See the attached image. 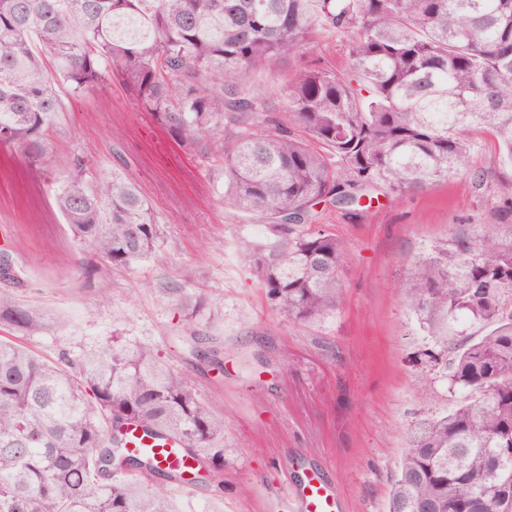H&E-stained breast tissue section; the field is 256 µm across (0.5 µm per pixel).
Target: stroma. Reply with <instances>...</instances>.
Here are the masks:
<instances>
[{"label":"stroma","instance_id":"obj_1","mask_svg":"<svg viewBox=\"0 0 512 512\" xmlns=\"http://www.w3.org/2000/svg\"><path fill=\"white\" fill-rule=\"evenodd\" d=\"M306 66L344 73L343 37L272 62L246 88L278 102ZM55 90L64 108L47 128L45 164L0 147V254L13 273L0 290L49 317L22 345L51 361L144 346L189 378L224 418V467L198 478L196 492L170 493L175 512H265L311 465L324 467L348 512H386L411 427L460 398L439 379L417 384L428 342L403 301L409 273L433 246L487 223L494 198L469 174L498 170L496 142L478 137L466 173L426 191L380 197L358 214L319 206L320 225L348 250L343 301L298 323L275 309L241 256L240 240L259 244L271 232L264 215L221 204L212 156L179 146L121 79L79 96L66 84ZM77 156L88 183L116 173L147 200L160 228L147 258L115 268L73 237L54 198ZM183 291L201 302L191 321L178 305ZM194 332L223 349L222 365L191 354Z\"/></svg>","mask_w":512,"mask_h":512}]
</instances>
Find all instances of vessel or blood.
<instances>
[{
  "label": "vessel or blood",
  "instance_id": "vessel-or-blood-1",
  "mask_svg": "<svg viewBox=\"0 0 512 512\" xmlns=\"http://www.w3.org/2000/svg\"><path fill=\"white\" fill-rule=\"evenodd\" d=\"M127 450L130 454L152 460L159 472L179 473L180 478L173 481V488L192 491L190 476L195 471V464L173 441L154 440L134 429L129 433ZM268 512H346V504L334 484L322 472L312 469L298 484L289 487L281 498L270 503Z\"/></svg>",
  "mask_w": 512,
  "mask_h": 512
}]
</instances>
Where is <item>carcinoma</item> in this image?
I'll use <instances>...</instances> for the list:
<instances>
[{
  "label": "carcinoma",
  "instance_id": "1",
  "mask_svg": "<svg viewBox=\"0 0 512 512\" xmlns=\"http://www.w3.org/2000/svg\"><path fill=\"white\" fill-rule=\"evenodd\" d=\"M321 33L346 37L345 74L298 70L282 119L246 93L251 73ZM114 73L183 146L208 138L224 207L266 216L274 239L239 248L294 322L341 304L348 253L305 229L317 205L427 190L466 170L478 134L512 164V0H0L1 146L44 163L63 110L53 81L80 95ZM85 170L75 157L55 196L71 232L114 267L149 256L160 230L145 198L117 175L90 188ZM474 183L496 197L490 223L418 260L404 295L432 342L419 386L439 375L465 397L411 429L387 512H512V237L498 233L512 179ZM46 325L0 290V326ZM132 427L224 467V420L148 348L53 363L0 339V512H172L163 491L113 475L151 470L125 453Z\"/></svg>",
  "mask_w": 512,
  "mask_h": 512
}]
</instances>
